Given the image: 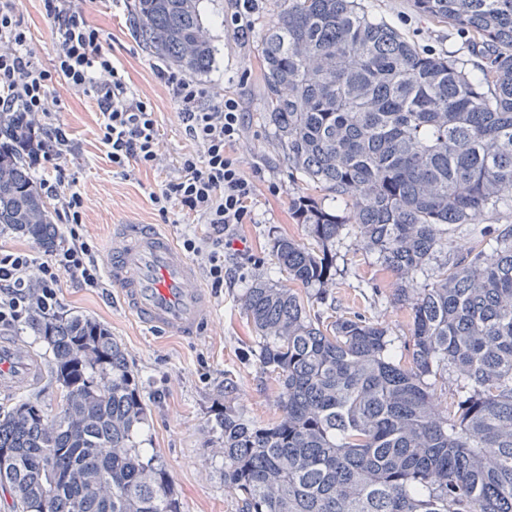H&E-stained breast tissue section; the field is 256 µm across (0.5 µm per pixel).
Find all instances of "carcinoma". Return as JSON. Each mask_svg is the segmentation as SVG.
<instances>
[{
  "instance_id": "carcinoma-1",
  "label": "carcinoma",
  "mask_w": 512,
  "mask_h": 512,
  "mask_svg": "<svg viewBox=\"0 0 512 512\" xmlns=\"http://www.w3.org/2000/svg\"><path fill=\"white\" fill-rule=\"evenodd\" d=\"M202 0H133L130 28L190 75L216 49ZM464 39L467 59L409 41L358 0H279L261 42L265 120L288 175L340 200H293L310 247L276 238L288 281L336 279L332 244L352 225L399 280L403 351L360 314L311 313L325 296L246 289L260 369L278 415L215 413L224 488L239 512H512V227L452 262L456 224L512 209V0H412ZM19 113L0 112V233L52 252L62 236L27 162ZM61 406L0 411V489L17 512H179L143 447L147 408L125 349L81 314L31 317ZM456 376L441 407L436 381Z\"/></svg>"
}]
</instances>
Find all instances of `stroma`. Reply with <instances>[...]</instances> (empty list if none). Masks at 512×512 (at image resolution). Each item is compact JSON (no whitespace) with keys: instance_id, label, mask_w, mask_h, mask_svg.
<instances>
[{"instance_id":"35a3bbf8","label":"stroma","mask_w":512,"mask_h":512,"mask_svg":"<svg viewBox=\"0 0 512 512\" xmlns=\"http://www.w3.org/2000/svg\"><path fill=\"white\" fill-rule=\"evenodd\" d=\"M362 3L416 45L443 54H461L462 37L447 24L418 17L411 0ZM202 5L218 55L214 67L199 81L214 94L239 99L245 116L239 149L243 170L249 176L258 169L263 172L256 183L252 221L237 226L234 248L225 254L224 288L212 297L214 320L204 336L196 339L154 335L125 312L118 298L104 295L101 289L80 287L65 276L59 298L63 312L81 313L105 324L113 339L129 353L148 409L144 437L172 478L180 512H238L235 497L224 487L223 456L212 432L213 411L227 401L255 421L268 420L277 411V385L262 374L254 356L255 335L241 308L242 298L256 280L285 282L286 275L271 253L274 237L307 242L305 225L293 215V199L308 195L324 205L329 199L289 178L287 161L263 119L261 36L263 25L276 11L275 0H260L254 29L245 45L224 26L228 0H203ZM84 8L131 89L152 96L162 156L171 162L193 150L175 104L155 79L157 56L146 51L132 34L130 0H86ZM20 15L31 34L33 50L43 63H50L54 44L40 0H20ZM55 119L73 140L63 166L84 198L85 234L100 255H107L112 228L117 224L161 222L176 240L203 232V225L177 211L171 212L168 220H161L151 194L164 181V169H136L125 175L113 170L99 143L97 107L92 97L66 96ZM272 183L279 186L278 194L269 192ZM508 225H512V211L481 224L456 226L448 252L463 253L480 245L483 235ZM336 252L341 273L327 289L326 305L331 314L360 313L384 322L396 347H403L409 336L410 311L393 302L398 286L394 274L360 248L353 237L337 243ZM229 382L236 390L228 395L224 386Z\"/></svg>"}]
</instances>
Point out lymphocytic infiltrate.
Returning a JSON list of instances; mask_svg holds the SVG:
<instances>
[{
    "mask_svg": "<svg viewBox=\"0 0 512 512\" xmlns=\"http://www.w3.org/2000/svg\"><path fill=\"white\" fill-rule=\"evenodd\" d=\"M55 45L50 65L31 49L17 0H0V112L20 113L31 134L33 165L51 164L53 176L42 188L56 202L63 243L46 257L0 252V328L26 320L32 308L56 315L61 275L85 288L104 287L97 248L84 234L83 197L63 190L62 159L72 148L66 129L56 124L60 98L50 90L93 96L101 116L100 140L117 172L158 166L159 130L151 98L128 86L90 25L78 0H42ZM155 75L176 103L184 132L195 148L180 156L151 199L160 215L176 208L206 224L202 237L182 239L185 252L200 259L207 286L224 288V251L234 242V227L251 219L255 183L243 173L238 146L244 115L232 96H214L181 71L156 66Z\"/></svg>",
    "mask_w": 512,
    "mask_h": 512,
    "instance_id": "f902f5d3",
    "label": "lymphocytic infiltrate"
}]
</instances>
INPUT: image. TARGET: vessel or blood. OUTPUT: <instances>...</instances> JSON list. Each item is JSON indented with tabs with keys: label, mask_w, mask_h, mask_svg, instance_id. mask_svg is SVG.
I'll return each instance as SVG.
<instances>
[{
	"label": "vessel or blood",
	"mask_w": 512,
	"mask_h": 512,
	"mask_svg": "<svg viewBox=\"0 0 512 512\" xmlns=\"http://www.w3.org/2000/svg\"><path fill=\"white\" fill-rule=\"evenodd\" d=\"M107 266L123 307L143 327L181 338L209 327L213 304L201 271L160 227L115 225ZM40 377V367L16 341L0 340V392L22 390Z\"/></svg>",
	"instance_id": "1"
}]
</instances>
